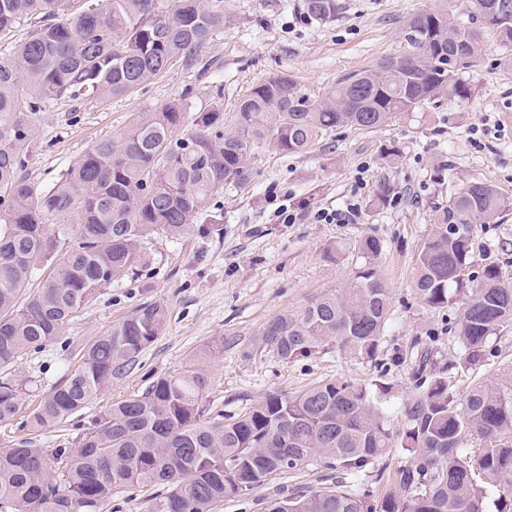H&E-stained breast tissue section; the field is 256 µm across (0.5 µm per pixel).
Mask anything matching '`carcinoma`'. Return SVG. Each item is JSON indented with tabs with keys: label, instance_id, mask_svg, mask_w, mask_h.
<instances>
[{
	"label": "carcinoma",
	"instance_id": "carcinoma-1",
	"mask_svg": "<svg viewBox=\"0 0 512 512\" xmlns=\"http://www.w3.org/2000/svg\"><path fill=\"white\" fill-rule=\"evenodd\" d=\"M159 4L0 0V37L29 22L0 58V425L16 421L21 432L0 444V512H107L114 495L133 490L150 491L148 512H214L274 474L310 466L335 471L336 481L279 492L265 512H487L488 488L498 494V512H512V364L502 365L494 384L456 390L459 377L501 355L490 341L512 325V283L498 267L459 276L469 265L473 225L509 208L484 182L436 211L418 255L412 284L420 303L438 309L464 299L453 336L459 349L448 369L424 379L399 418L376 404L384 384L342 378L271 391L226 418L209 403L208 372L193 357L94 415L77 447L38 445L43 432L81 416L102 390L134 374L164 331L167 308L139 303L88 341L48 389L12 371L19 357L60 342L112 284L135 278L151 240L210 235L214 194L250 182L259 144L301 154L339 128L371 130L428 100H465L472 87L456 68L482 49L480 30L446 12H420L406 24L415 54L350 72L317 103L288 75L259 82L228 119L219 86L197 112L180 97L139 113L120 137L98 141L53 186L36 190L27 173L32 115L50 101L110 99L174 63L189 66L224 28V0ZM306 7L329 20L339 4L306 0ZM58 217L65 223H50ZM67 236L72 244L51 259ZM382 249L376 237L361 240L367 262L353 280L271 319L259 346L286 363L335 344L352 359L375 361L390 312V289L375 265ZM397 452L403 460L379 494L386 471L379 461Z\"/></svg>",
	"mask_w": 512,
	"mask_h": 512
}]
</instances>
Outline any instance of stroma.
Masks as SVG:
<instances>
[{"label": "stroma", "instance_id": "1", "mask_svg": "<svg viewBox=\"0 0 512 512\" xmlns=\"http://www.w3.org/2000/svg\"><path fill=\"white\" fill-rule=\"evenodd\" d=\"M329 22L310 16L306 0H224V28L197 54L129 93L103 102L87 96L78 106L58 100L37 113V142L28 172L38 188L51 187L73 162L104 138L120 136L140 112L189 96L195 108L208 105L212 86L224 88V113L276 74L293 77L312 101L346 73L374 65L407 49L405 24L414 14L447 9L452 21L473 23L483 34L482 52L458 76L474 93L466 100L428 101L370 131L341 128L310 150L283 155L270 145L253 152L252 178L242 188L227 185L212 201L216 217L206 239L148 244L149 262L135 281H122L68 326L65 344L21 356L19 375L55 384L88 340L102 335L141 300L163 303L166 327L144 353L142 366L101 392L82 421L112 402L144 391L154 378L178 372L193 355H205L208 396L230 416L270 391L296 392L330 378L376 379L381 364L416 343L435 337L438 366L452 360L456 344L448 329L458 305L432 309L412 290V271L428 237L435 211L467 184H494L512 200V42L484 27L469 0H340ZM394 189L391 202L372 209L380 184ZM356 212L341 224L316 221V210ZM285 207L294 223L275 221ZM383 243L377 261L391 292V316L376 363L332 351L295 363L258 351L266 323L306 306L340 287L365 260L362 239ZM489 263L512 281V208L492 224L475 225L472 271ZM321 471L272 476L262 491L219 503L215 512H263L264 495L291 483L314 485Z\"/></svg>", "mask_w": 512, "mask_h": 512}]
</instances>
